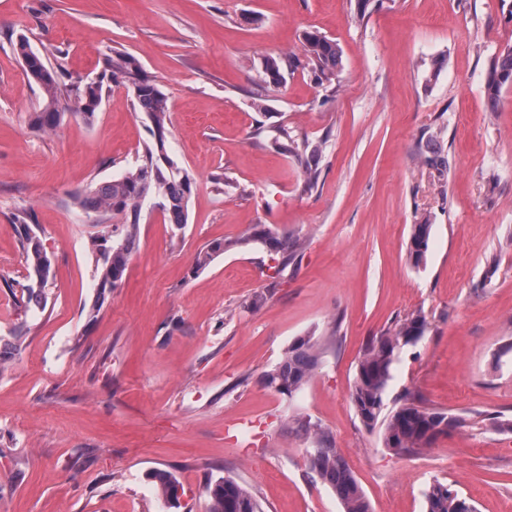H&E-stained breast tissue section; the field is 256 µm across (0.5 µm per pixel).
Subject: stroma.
I'll return each instance as SVG.
<instances>
[{"label": "stroma", "mask_w": 512, "mask_h": 512, "mask_svg": "<svg viewBox=\"0 0 512 512\" xmlns=\"http://www.w3.org/2000/svg\"><path fill=\"white\" fill-rule=\"evenodd\" d=\"M310 30L341 50L335 87L296 69L261 114L260 58L300 53ZM21 35L62 49L75 76L127 52L168 97L169 153L197 181L188 222L143 206L119 287L98 288L89 252L113 219L91 222L73 195L133 167L149 123L116 86L93 123L34 129ZM509 43L512 0H372L360 22L349 0H0V512H207L221 476L263 512H343L308 472L299 416L331 433L372 512H424L436 480L477 512H512V433L489 424L512 416V88L494 110L485 95ZM280 123L324 141L316 189L275 146ZM430 150L448 158L444 181L418 163ZM25 213L53 262L41 308L24 292ZM425 219L416 268L407 243ZM257 224L301 239L286 269L253 245L195 270L205 245ZM418 312L428 330L386 400L467 424L401 456L350 395L366 341ZM300 336L324 354L288 402L261 377ZM156 469L178 479V506ZM432 225L428 220L412 224L407 244V255L409 262L414 267H420L425 263L429 249L430 234Z\"/></svg>", "instance_id": "35a3bbf8"}]
</instances>
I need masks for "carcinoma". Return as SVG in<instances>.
<instances>
[{
	"label": "carcinoma",
	"instance_id": "cac0c4a2",
	"mask_svg": "<svg viewBox=\"0 0 512 512\" xmlns=\"http://www.w3.org/2000/svg\"><path fill=\"white\" fill-rule=\"evenodd\" d=\"M13 50L21 59L27 76L38 86L41 103L33 112L32 126L41 131L57 128L65 116L91 123L101 106L103 96L114 84L127 86L132 93L134 109L145 114L150 122L151 139L145 143L135 166L119 178L99 184L95 189L73 196L74 205L86 214L119 216L122 222L112 225V233L92 241L91 253L100 288H116L123 279L139 234L141 210L146 200L161 205L165 220L182 228L188 223V204L196 188V179L174 163L167 150L170 135L168 98L162 88L141 70L130 54L109 50L103 67L94 80L67 74L47 62L46 55L35 51L19 37ZM342 55L335 41L317 31L302 36V55L267 54L256 67L261 87L273 93L286 82V73L298 67L310 68L319 84H332L341 69ZM512 87V45L505 47L491 61L486 81L490 108H496L501 91ZM274 142L287 156L306 157L303 170L305 186L317 187L320 172L316 159L323 151L324 141L298 139L288 127H275ZM432 176L441 179L448 173V158L438 151L419 157ZM28 265L40 273L41 285L28 286V303L42 305L43 291L52 274V262L41 238L22 217L15 223ZM432 224L423 220L411 226L407 244L409 262L419 267L425 263ZM260 244L279 257L281 269L295 259L301 250L298 239L280 233L266 224H257L234 240L215 241L200 251L195 260L198 269L231 250ZM426 317L420 313L405 318L396 327L373 338L365 347L357 364L351 400L361 423L369 430L383 429L386 448L396 454L421 451L430 447L441 435L465 426L466 419L437 411L405 398L386 410V394L393 378V368L407 347L416 346L425 336ZM323 351L312 338L300 337L288 346L281 360L263 375L265 386L288 400H293L318 367ZM297 428L312 438V447L305 449L310 470L330 487L339 499L343 512H371V506L344 458L322 426L309 418L295 419ZM150 477L163 498L169 500L178 482L166 470H155ZM209 512H262L253 493L231 477H219L207 485ZM425 512H476L468 499L448 484L435 481L425 492Z\"/></svg>",
	"mask_w": 512,
	"mask_h": 512
}]
</instances>
